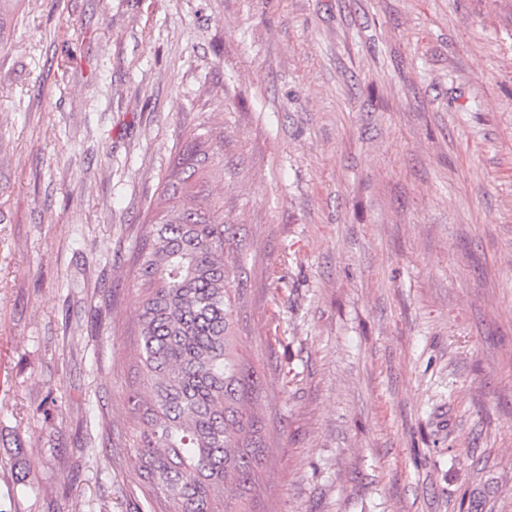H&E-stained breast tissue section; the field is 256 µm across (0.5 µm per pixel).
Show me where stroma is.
<instances>
[{"instance_id": "35a3bbf8", "label": "stroma", "mask_w": 512, "mask_h": 512, "mask_svg": "<svg viewBox=\"0 0 512 512\" xmlns=\"http://www.w3.org/2000/svg\"><path fill=\"white\" fill-rule=\"evenodd\" d=\"M6 36L0 512H142L131 263L194 131L255 512H512V0H21Z\"/></svg>"}]
</instances>
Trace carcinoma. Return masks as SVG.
<instances>
[{
  "instance_id": "carcinoma-1",
  "label": "carcinoma",
  "mask_w": 512,
  "mask_h": 512,
  "mask_svg": "<svg viewBox=\"0 0 512 512\" xmlns=\"http://www.w3.org/2000/svg\"><path fill=\"white\" fill-rule=\"evenodd\" d=\"M212 149L206 134L187 138L132 263L131 358L149 393L132 390L127 402L148 512H249L265 464L261 376L235 335V225L224 223V198L198 189Z\"/></svg>"
}]
</instances>
